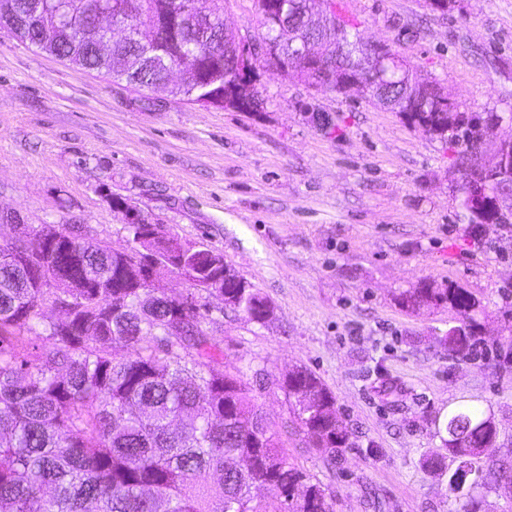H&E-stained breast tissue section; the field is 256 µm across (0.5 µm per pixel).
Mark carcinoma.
I'll return each mask as SVG.
<instances>
[{
  "mask_svg": "<svg viewBox=\"0 0 512 512\" xmlns=\"http://www.w3.org/2000/svg\"><path fill=\"white\" fill-rule=\"evenodd\" d=\"M303 41H319L324 64L316 82L338 91L340 75L363 53L356 27L339 19L324 32L317 0H280ZM265 41L278 33V11L257 6ZM117 17L143 34L100 53L97 28ZM23 44L62 61L142 88L168 86L203 107H224L236 76L234 35L224 27V0H0V20ZM365 85H383L388 101L424 132L447 139L467 192L474 169L470 125L475 113L443 105L412 66L392 76L379 69ZM512 175L489 187L484 215L469 221L505 224L497 194ZM44 224H17L0 244V512H334L335 496L295 465L237 368L221 369L224 350L207 334L214 323L196 285L214 282L225 305L253 320L269 299L253 284L224 275V255L181 250L160 224H141L143 246L159 260L156 278L195 272L180 297L144 288L127 262L92 235L62 253ZM411 309L447 304L459 316L444 343L457 355L475 346L478 302L461 288H416ZM293 424L311 430L313 447L335 462L352 447L336 398L300 367L287 384ZM476 406L448 413V454L486 490L512 486V449L497 432L476 426ZM484 462L474 467L475 461ZM271 494L265 504L254 491Z\"/></svg>",
  "mask_w": 512,
  "mask_h": 512,
  "instance_id": "1",
  "label": "carcinoma"
}]
</instances>
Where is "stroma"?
Wrapping results in <instances>:
<instances>
[{"instance_id":"1","label":"stroma","mask_w":512,"mask_h":512,"mask_svg":"<svg viewBox=\"0 0 512 512\" xmlns=\"http://www.w3.org/2000/svg\"><path fill=\"white\" fill-rule=\"evenodd\" d=\"M360 36L387 44L461 109L512 116V0H335ZM259 112L137 90L0 28V207L29 224H85L124 250L122 198L180 238L223 253L274 306L264 324L211 297L225 362L245 376L301 365L336 397L355 445L330 462L292 429L284 391L255 398L288 458L336 496V512H460L457 466L433 419L475 405L512 448V235L473 238L448 144L357 90L317 91L261 70ZM432 285L479 300L478 346L442 339L448 305L401 297Z\"/></svg>"}]
</instances>
